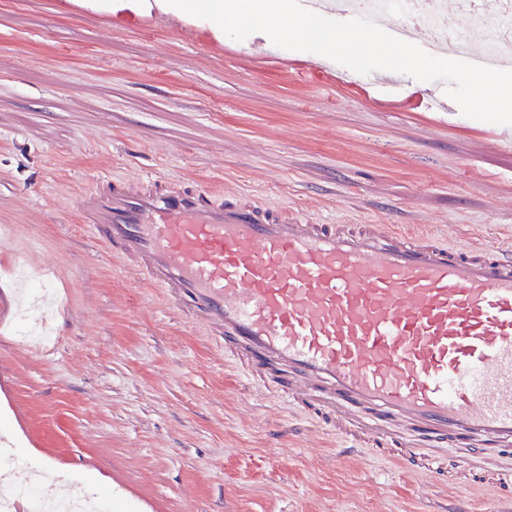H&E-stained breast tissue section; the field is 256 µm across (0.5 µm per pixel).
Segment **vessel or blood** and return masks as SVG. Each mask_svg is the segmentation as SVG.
I'll return each instance as SVG.
<instances>
[{"instance_id": "vessel-or-blood-1", "label": "vessel or blood", "mask_w": 512, "mask_h": 512, "mask_svg": "<svg viewBox=\"0 0 512 512\" xmlns=\"http://www.w3.org/2000/svg\"><path fill=\"white\" fill-rule=\"evenodd\" d=\"M91 232L289 409L423 481L512 488V249L142 180Z\"/></svg>"}]
</instances>
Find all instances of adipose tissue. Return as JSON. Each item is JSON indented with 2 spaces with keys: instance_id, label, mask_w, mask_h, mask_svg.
Segmentation results:
<instances>
[{
  "instance_id": "1",
  "label": "adipose tissue",
  "mask_w": 512,
  "mask_h": 512,
  "mask_svg": "<svg viewBox=\"0 0 512 512\" xmlns=\"http://www.w3.org/2000/svg\"><path fill=\"white\" fill-rule=\"evenodd\" d=\"M84 9L115 16L117 24L159 9L182 19L195 20L216 44L234 29L246 32L262 27L269 41L289 43L324 55L351 47L361 59L386 58L388 66L405 70L419 68L420 60L404 48L392 45L383 31L371 28L340 34L318 15L295 18L288 0H82ZM512 76L477 74L469 81L474 101L487 112H512V94L507 87Z\"/></svg>"
}]
</instances>
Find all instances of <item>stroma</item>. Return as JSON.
<instances>
[{
	"mask_svg": "<svg viewBox=\"0 0 512 512\" xmlns=\"http://www.w3.org/2000/svg\"><path fill=\"white\" fill-rule=\"evenodd\" d=\"M59 0H0V472L41 463L107 512H512L340 448L224 366L80 221L112 177L232 193L315 218L512 241V112H482L450 68L388 77L288 69L233 33L212 52L160 13L112 25ZM401 87L403 110L367 93Z\"/></svg>",
	"mask_w": 512,
	"mask_h": 512,
	"instance_id": "obj_1",
	"label": "stroma"
}]
</instances>
